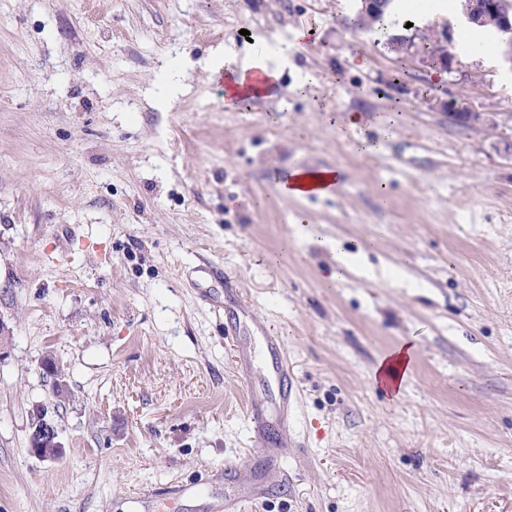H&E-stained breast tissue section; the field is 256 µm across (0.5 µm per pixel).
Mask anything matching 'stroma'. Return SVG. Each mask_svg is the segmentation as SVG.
<instances>
[{
	"instance_id": "1",
	"label": "stroma",
	"mask_w": 512,
	"mask_h": 512,
	"mask_svg": "<svg viewBox=\"0 0 512 512\" xmlns=\"http://www.w3.org/2000/svg\"><path fill=\"white\" fill-rule=\"evenodd\" d=\"M357 13L0 0V512H224L225 466L261 463L228 286L263 320L240 334L278 336L298 385L248 512H512V67L461 28L453 73L398 58ZM258 36L283 93L227 108L205 62ZM299 164L335 168V191L283 195ZM301 220L396 276L330 284ZM404 341L395 398L372 374ZM39 405L55 461L29 451Z\"/></svg>"
}]
</instances>
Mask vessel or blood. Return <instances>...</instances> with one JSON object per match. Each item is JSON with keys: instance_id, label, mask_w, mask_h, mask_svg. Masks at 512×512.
<instances>
[{"instance_id": "obj_1", "label": "vessel or blood", "mask_w": 512, "mask_h": 512, "mask_svg": "<svg viewBox=\"0 0 512 512\" xmlns=\"http://www.w3.org/2000/svg\"><path fill=\"white\" fill-rule=\"evenodd\" d=\"M231 340L238 373L244 384H251L256 362L264 364L262 386L260 390L251 392L248 406L254 437L264 449V469L259 473L245 470L241 475L244 489L224 496V512H246L250 489L261 487L268 476L279 471V450L296 400V382L288 368L279 337L266 334L257 339L235 334Z\"/></svg>"}]
</instances>
